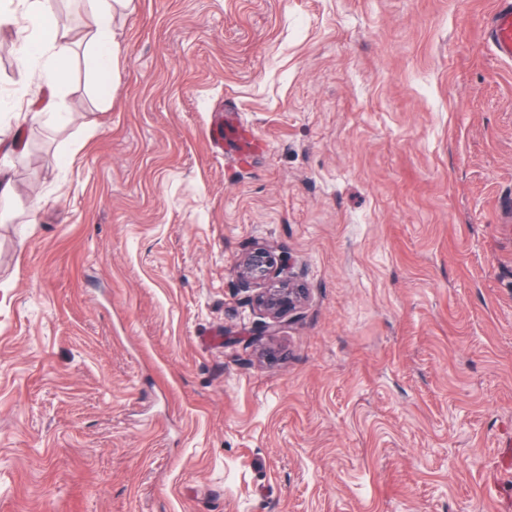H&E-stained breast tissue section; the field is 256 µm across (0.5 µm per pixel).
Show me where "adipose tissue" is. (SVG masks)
Masks as SVG:
<instances>
[{
  "label": "adipose tissue",
  "instance_id": "obj_1",
  "mask_svg": "<svg viewBox=\"0 0 512 512\" xmlns=\"http://www.w3.org/2000/svg\"><path fill=\"white\" fill-rule=\"evenodd\" d=\"M117 0H84L79 29L88 41L86 67L97 89H109L120 47L114 38ZM20 62L38 77L45 97L28 101L30 120L49 123L64 112L63 83L70 58L69 32L60 30L46 0H24Z\"/></svg>",
  "mask_w": 512,
  "mask_h": 512
}]
</instances>
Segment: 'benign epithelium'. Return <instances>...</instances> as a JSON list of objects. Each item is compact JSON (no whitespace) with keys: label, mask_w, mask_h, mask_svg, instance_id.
Segmentation results:
<instances>
[{"label":"benign epithelium","mask_w":512,"mask_h":512,"mask_svg":"<svg viewBox=\"0 0 512 512\" xmlns=\"http://www.w3.org/2000/svg\"><path fill=\"white\" fill-rule=\"evenodd\" d=\"M286 263L285 258L275 262L268 250L258 248L246 257L238 272L243 285L257 286L251 301L272 318V321L264 325V332L270 336L276 332V320L296 309L304 297V289L290 280L282 281L274 288L263 287V284L278 275Z\"/></svg>","instance_id":"benign-epithelium-1"}]
</instances>
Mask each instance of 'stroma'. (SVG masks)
<instances>
[{
  "mask_svg": "<svg viewBox=\"0 0 512 512\" xmlns=\"http://www.w3.org/2000/svg\"><path fill=\"white\" fill-rule=\"evenodd\" d=\"M497 6L132 0L105 98L74 36L61 117L0 113V512H512ZM258 247L306 289L272 336ZM22 146L23 142L20 133L12 139L9 145H3L0 140V154H2L3 158V161L0 160V195L11 196L14 193L12 167L7 162V159L19 152ZM287 259H280V268L285 266ZM275 262L268 250L258 248L252 251L244 260L238 277L242 284L249 287L251 284L255 286L264 285L268 280L277 277L280 268L275 267Z\"/></svg>",
  "mask_w": 512,
  "mask_h": 512,
  "instance_id": "35a3bbf8",
  "label": "stroma"
}]
</instances>
